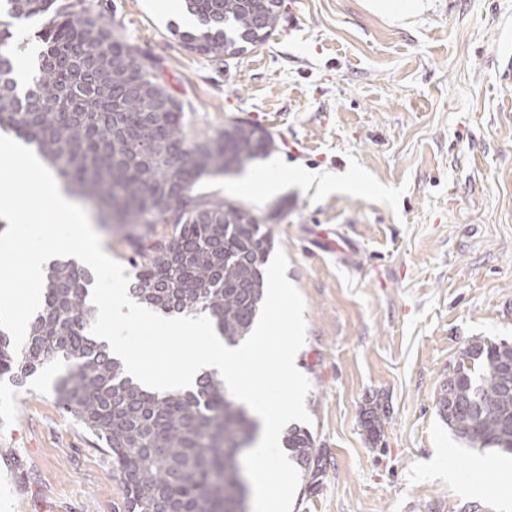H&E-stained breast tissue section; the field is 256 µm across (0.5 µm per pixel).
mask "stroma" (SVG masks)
Masks as SVG:
<instances>
[{
	"mask_svg": "<svg viewBox=\"0 0 512 512\" xmlns=\"http://www.w3.org/2000/svg\"><path fill=\"white\" fill-rule=\"evenodd\" d=\"M86 3L191 103L189 140L247 120L275 141L280 194L206 187L262 217L305 301L296 366L322 475L292 512H501L512 456L467 447L437 400L472 342L512 344V89L496 72L512 0H422L401 19L370 0H285L268 41L228 62L188 49L157 0ZM56 376L0 379V512H125Z\"/></svg>",
	"mask_w": 512,
	"mask_h": 512,
	"instance_id": "35a3bbf8",
	"label": "stroma"
}]
</instances>
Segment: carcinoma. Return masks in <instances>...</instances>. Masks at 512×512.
Returning <instances> with one entry per match:
<instances>
[{
    "mask_svg": "<svg viewBox=\"0 0 512 512\" xmlns=\"http://www.w3.org/2000/svg\"><path fill=\"white\" fill-rule=\"evenodd\" d=\"M196 18L174 34L192 51L234 59L264 44L280 0H184ZM42 21L29 78L18 87L13 27ZM153 60L115 33L85 0H0V129L53 168L65 189L93 203L97 221L130 252V294L163 314H205L235 345L252 332L265 296L269 231L244 205L203 191L204 182L269 152L270 134L238 122L203 141L187 139L184 101ZM92 272L73 259L45 274L40 311L19 352L0 329V377L21 384L51 361L61 407L112 455L126 512H246L237 453L258 422L206 374L193 391H149L91 335ZM441 419L472 448L512 453V344L476 341L441 388ZM283 448L307 485L319 448L305 427Z\"/></svg>",
    "mask_w": 512,
    "mask_h": 512,
    "instance_id": "carcinoma-1",
    "label": "carcinoma"
}]
</instances>
